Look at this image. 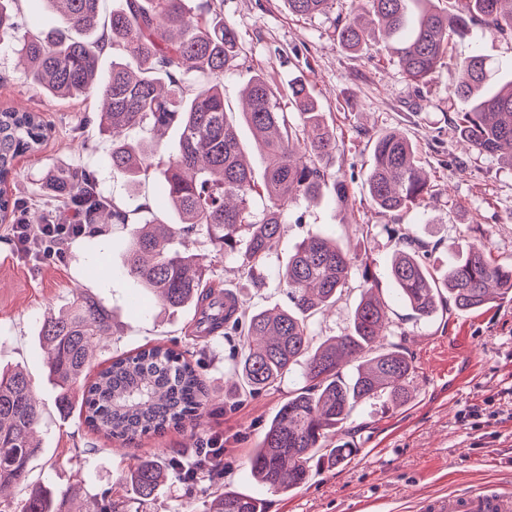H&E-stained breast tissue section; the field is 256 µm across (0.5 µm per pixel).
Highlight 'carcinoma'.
<instances>
[{
    "instance_id": "obj_1",
    "label": "carcinoma",
    "mask_w": 512,
    "mask_h": 512,
    "mask_svg": "<svg viewBox=\"0 0 512 512\" xmlns=\"http://www.w3.org/2000/svg\"><path fill=\"white\" fill-rule=\"evenodd\" d=\"M15 2L0 0V42L19 31ZM43 2L60 16V24L21 40L19 54L31 84L63 100H99V131L112 141V172L136 185L150 169H159L177 221L136 224L133 214L103 196L94 174L81 167L47 172L46 189L86 215L90 224L108 218L113 224L134 225L125 272L164 308H196L205 333L238 337L232 365L235 389L256 395L287 375L301 376L303 386L288 396L252 450V480L276 494H288L323 468L350 460L356 449L335 444L330 436L370 400L406 404L415 372L412 358L387 342V305L373 287L368 259L350 254L334 240L311 236L280 270L289 305L274 312L250 311L229 292L208 294L212 266L202 256L174 247L202 232L224 255L234 257L238 271L250 279L275 253L293 203L313 201L330 187L341 206L354 204L350 184L331 178L321 166L336 150V135L308 84L296 80L285 93L260 71L247 83L241 118L268 159L258 182L224 105V73L237 65L243 47L234 27L213 12V0H122L104 26L100 0ZM330 2L284 0L288 12L300 17L322 14ZM436 2L351 0V12L336 27V37L344 49L356 51L377 31L390 38L406 33L397 40V63L415 85L443 65H453L457 81L451 95L467 104L454 119L460 142L512 168V80L491 90L492 66L486 58L475 54L455 60L449 54L454 39L467 35L473 25L491 36L512 39V0H443V7ZM108 48L117 55L102 80L99 58ZM285 96L299 114L297 126L288 123L281 107ZM144 124L155 132L178 127L177 152L163 160L153 150L126 146V132ZM49 133L41 112L0 107V185L16 174L15 160L39 151ZM431 188L415 144L394 130L380 133L365 180L371 204L382 212L418 209L425 206ZM258 197L268 201L259 215L252 207ZM17 210L18 202L0 189V223H14ZM48 214L47 201L26 202L28 223L44 224ZM424 258L420 247L409 245L394 254L389 270L398 301L419 318L434 315L443 288L461 311L512 296V262L492 260L482 241L441 276ZM356 266L362 269L365 288L348 332L314 344L311 317L336 302ZM114 327L112 309L90 294L44 316L39 336L59 406L77 407L83 422L111 442L183 426L199 416L209 397L201 374L165 343L118 356L90 375L94 348L112 337ZM39 421L40 404L24 372L1 370L0 490L27 483L30 464L40 452L33 442ZM181 461L174 448L139 460L126 478L131 495L91 512H127L131 503L145 502L174 483L200 500V512H268L269 500L226 488L204 474L185 480ZM67 499L65 492L56 496L33 489L0 512H62Z\"/></svg>"
}]
</instances>
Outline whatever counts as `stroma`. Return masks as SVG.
<instances>
[{
  "instance_id": "35a3bbf8",
  "label": "stroma",
  "mask_w": 512,
  "mask_h": 512,
  "mask_svg": "<svg viewBox=\"0 0 512 512\" xmlns=\"http://www.w3.org/2000/svg\"><path fill=\"white\" fill-rule=\"evenodd\" d=\"M217 14L230 22L244 46L234 70L224 76L227 111L242 110V89L256 71L279 86L303 77L313 89L336 134V151L325 159L331 177L351 181L356 205L345 210L332 190L315 202L288 209L277 254L256 281L241 278L230 258L214 261L213 283L229 289L254 310L287 305V288L278 268L302 240L320 235L347 251L368 254L378 287L389 303L391 339L415 363L412 398L402 407L377 401L357 407L342 431L357 449L346 464L315 475L304 487L279 496L249 477L252 448L291 391L296 376L257 396L229 388L226 376L232 340L216 343L196 328L194 309L165 310L123 271L130 225L95 224L75 238L62 259L42 261L16 252L0 228V365L25 367L41 401L40 454L30 464L28 487L13 489L20 500L27 488L80 489L85 505L121 491L138 458L161 448H195L213 437L224 440V484L243 486L271 500L270 512H420L424 499L493 480L512 488V299L478 312L448 310L428 321L395 301L388 276L390 260L410 235L426 247L425 262L439 269L471 243L487 242L494 259L512 260V168L496 156L464 151L452 118L459 107L451 97L453 66L439 68L414 86L404 78L390 51V40L376 38L350 52L336 40V24L350 0H334L326 13L310 18L289 14L283 0H216ZM483 54L512 76V40L493 37L480 27L457 40L453 53ZM34 108L51 126L40 152L16 162L17 177L7 184L9 197L33 199L52 169L92 170L100 191L139 220L169 222L158 172L132 187L113 173L112 143L100 135L97 114L88 100L68 101L38 93L27 80L14 46L0 45V107ZM397 129L416 143L426 169L434 171L426 208L383 213L365 196L373 141ZM353 270L335 304L311 319L317 340L346 332L363 290ZM101 299L112 310L117 333L95 352L97 360L136 351L158 341L190 351L212 396L202 417L161 436L149 435L119 446L91 431L78 415L63 416L57 391L45 370L38 332L48 308H64L77 292ZM467 324L481 364L460 386L448 383V339ZM480 417H468L471 407Z\"/></svg>"
}]
</instances>
